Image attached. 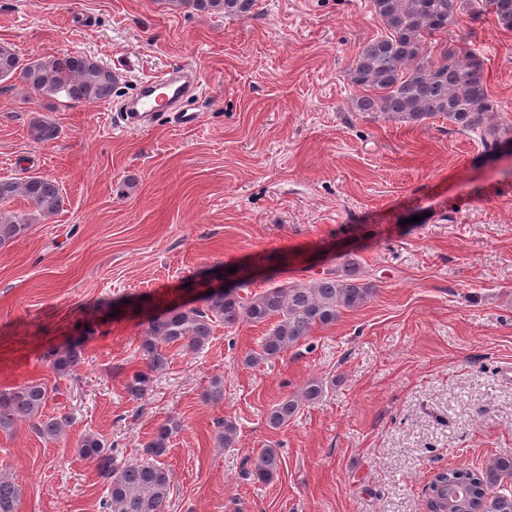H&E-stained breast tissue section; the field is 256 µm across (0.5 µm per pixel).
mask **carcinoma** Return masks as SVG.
<instances>
[{"label":"carcinoma","mask_w":512,"mask_h":512,"mask_svg":"<svg viewBox=\"0 0 512 512\" xmlns=\"http://www.w3.org/2000/svg\"><path fill=\"white\" fill-rule=\"evenodd\" d=\"M185 4L200 13H222L227 17H248L256 0H169ZM375 17L386 34L366 40L348 68L349 81L356 90L352 110L372 120L421 124L442 118L464 130L481 131L486 152L494 154L512 144V125L491 123L495 111L485 79L484 62L477 48L465 51L442 45L430 54L439 37L448 34L462 12L473 20L490 12L496 25L512 31V0H370ZM15 82L32 96L63 97L67 103L93 105L112 99L119 79L111 69L78 53L58 52L32 59L22 58L12 47L0 44V83ZM31 134L40 142L56 139L55 123L36 119ZM20 198L25 211L1 209ZM65 198L59 183L42 176L0 178V247L25 237L32 224L63 209ZM197 294L192 302L156 304L148 319L141 348L147 370L136 369L125 383L129 399L137 401L149 391L150 372L168 363L166 347L201 351L209 343L213 324L226 327L241 323L269 324L271 329L253 350L246 363L259 366L299 345L317 327L336 323L345 311L363 306L374 294V284L359 273L351 257L322 271L318 277L290 286L275 285L259 294L244 296V280L226 281L220 286L204 279L193 284ZM83 339L74 338L47 352L51 369L65 374L83 360ZM326 385L308 382L300 391L276 401L267 417L268 425L279 429L288 424L305 404L319 401ZM59 390L39 380L0 389V431L9 432L26 422L40 437L55 440L69 424L63 414L47 415L45 408ZM217 443L235 445L238 425L231 419L217 423ZM182 429L175 417L159 423L146 444L147 457L119 463L96 435L82 439L81 454L96 461L97 474L107 487L104 512H166L171 493V476L159 461L170 439ZM281 467L275 448H263L250 471L252 479L267 483ZM512 456L492 459L474 472L447 469L435 474L429 486V512H448V485L466 490L457 512H512ZM22 488L8 474L0 472V512H18Z\"/></svg>","instance_id":"carcinoma-1"}]
</instances>
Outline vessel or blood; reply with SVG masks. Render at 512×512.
<instances>
[{
	"mask_svg": "<svg viewBox=\"0 0 512 512\" xmlns=\"http://www.w3.org/2000/svg\"><path fill=\"white\" fill-rule=\"evenodd\" d=\"M187 91L183 76L167 71L143 80L132 98V110L118 114L121 128L134 130L152 119L157 112H174L180 125L191 126L197 123L198 113L181 109L180 103Z\"/></svg>",
	"mask_w": 512,
	"mask_h": 512,
	"instance_id": "vessel-or-blood-1",
	"label": "vessel or blood"
}]
</instances>
